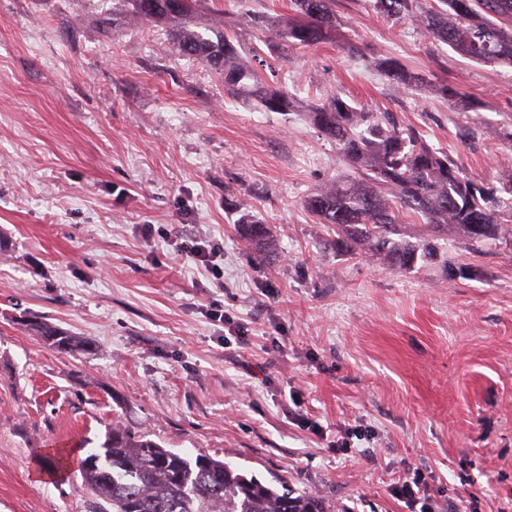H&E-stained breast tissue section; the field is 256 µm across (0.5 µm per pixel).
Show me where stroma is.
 <instances>
[{
  "mask_svg": "<svg viewBox=\"0 0 512 512\" xmlns=\"http://www.w3.org/2000/svg\"><path fill=\"white\" fill-rule=\"evenodd\" d=\"M111 9L0 0V512H87L79 479L40 477V455L102 440L115 420L318 492L332 512H408L389 487L412 471L436 512H512V234L480 247L412 216L399 239L434 250L410 269L338 252L335 227L305 208L328 177H356L335 142L229 99L164 28L103 24ZM334 9L327 42L266 54L268 85L307 106L339 93L466 173L512 182V65L462 57L368 0ZM256 14L293 11L201 0L193 20L249 47ZM381 56L420 84L394 90L371 65ZM241 201L276 256L241 240ZM179 236L223 245V281L174 255ZM214 302L230 323L208 318ZM31 314L92 352L50 349ZM344 437L351 452H333Z\"/></svg>",
  "mask_w": 512,
  "mask_h": 512,
  "instance_id": "obj_1",
  "label": "stroma"
}]
</instances>
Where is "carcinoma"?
<instances>
[{"label":"carcinoma","mask_w":512,"mask_h":512,"mask_svg":"<svg viewBox=\"0 0 512 512\" xmlns=\"http://www.w3.org/2000/svg\"><path fill=\"white\" fill-rule=\"evenodd\" d=\"M113 0L112 15L126 23L166 28L180 56L195 58L224 75V91L265 112L298 111L297 97L266 84L256 65L260 52L228 32L199 31L192 23V0ZM296 18L256 15L254 25L271 37L270 50L310 47L329 39L338 21L333 0H290ZM374 11L420 26L435 41L462 56L487 64H512V0H372ZM374 68L395 89L420 82L395 58H378ZM315 128L336 142L344 161L362 171L353 182L328 180L305 200L322 224L336 226V248L347 254L376 256L386 268L402 270L430 255L427 244L393 238L396 225L412 214L437 226L453 225L477 244L509 231L512 201L495 184L467 176L456 160L404 130L389 118L362 112L338 94L305 112ZM241 237L259 252L275 253L265 225L244 213ZM52 349L63 354L88 352L91 344L46 319L28 323ZM77 461L88 512H329L313 491L296 492L285 481L266 484L230 461L199 453L192 457L165 448L120 422L108 426L104 440ZM58 472L71 468L69 455L50 448L42 455Z\"/></svg>","instance_id":"cac0c4a2"}]
</instances>
